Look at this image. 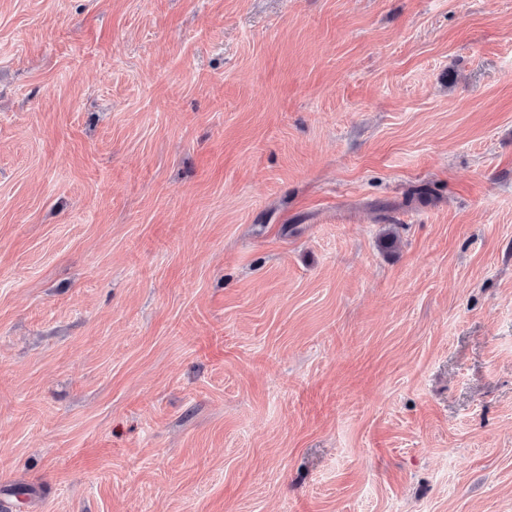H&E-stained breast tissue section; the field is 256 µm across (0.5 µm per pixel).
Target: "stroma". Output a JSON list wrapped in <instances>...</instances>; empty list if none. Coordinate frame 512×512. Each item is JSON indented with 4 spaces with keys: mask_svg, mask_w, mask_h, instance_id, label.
Wrapping results in <instances>:
<instances>
[{
    "mask_svg": "<svg viewBox=\"0 0 512 512\" xmlns=\"http://www.w3.org/2000/svg\"><path fill=\"white\" fill-rule=\"evenodd\" d=\"M0 512H512V0H0Z\"/></svg>",
    "mask_w": 512,
    "mask_h": 512,
    "instance_id": "1",
    "label": "stroma"
}]
</instances>
